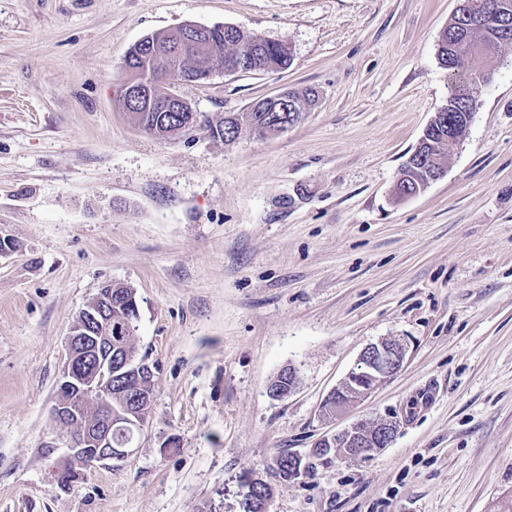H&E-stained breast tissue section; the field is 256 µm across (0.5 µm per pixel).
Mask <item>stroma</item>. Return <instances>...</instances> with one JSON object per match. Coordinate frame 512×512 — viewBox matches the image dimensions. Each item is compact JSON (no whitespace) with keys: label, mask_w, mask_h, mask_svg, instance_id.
<instances>
[{"label":"stroma","mask_w":512,"mask_h":512,"mask_svg":"<svg viewBox=\"0 0 512 512\" xmlns=\"http://www.w3.org/2000/svg\"><path fill=\"white\" fill-rule=\"evenodd\" d=\"M458 4L0 0V512H243L242 474L376 420L397 424L387 447L277 486L268 512H493L512 497V48L474 88L444 176L394 195L454 90L437 48ZM185 22L291 49L284 71L181 85L211 120L289 89L318 103L268 137H148L118 102L123 61ZM111 281L137 292L154 404L133 455L63 488L67 336ZM384 338L406 343L400 370L325 414ZM289 365L296 389L271 399Z\"/></svg>","instance_id":"35a3bbf8"}]
</instances>
